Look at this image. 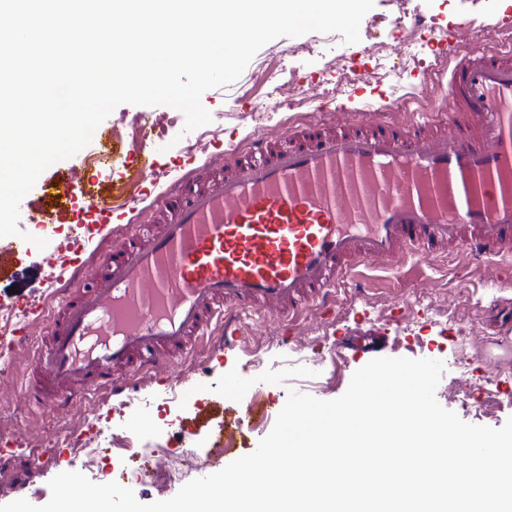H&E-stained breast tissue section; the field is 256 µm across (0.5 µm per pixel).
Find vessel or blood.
<instances>
[{
  "instance_id": "vessel-or-blood-1",
  "label": "vessel or blood",
  "mask_w": 512,
  "mask_h": 512,
  "mask_svg": "<svg viewBox=\"0 0 512 512\" xmlns=\"http://www.w3.org/2000/svg\"><path fill=\"white\" fill-rule=\"evenodd\" d=\"M448 77L444 119L422 112L393 125L365 114L351 123L292 124L225 155L188 160L182 192L152 189L161 224L140 220L139 198L117 206L100 183L65 189L42 211L40 235L59 268L39 281L42 304L10 342L43 341L20 392L37 407L99 393L122 396L161 361L229 347L243 311L296 318L329 307L358 268L462 250L482 264L512 255V45L438 37ZM88 205L80 243L53 228Z\"/></svg>"
}]
</instances>
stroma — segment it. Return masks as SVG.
I'll return each instance as SVG.
<instances>
[{
	"mask_svg": "<svg viewBox=\"0 0 512 512\" xmlns=\"http://www.w3.org/2000/svg\"><path fill=\"white\" fill-rule=\"evenodd\" d=\"M512 7V0H374L372 9L360 24L357 45L317 39L307 33L300 39L285 38L264 45L236 83L207 90L202 104L212 115L205 125L202 145L181 139L182 125L169 121L172 107L122 104L114 109L103 126L115 130L109 149L118 170L95 166L102 191L120 195L138 184L176 177L174 164L187 156L206 157L213 139L224 145H244L254 135L249 111L254 103L265 102L268 126L282 132L292 121L339 120L342 107L353 90L339 73L327 70L329 59L344 56L354 67L374 69L375 62L364 50L373 44H396L398 62L406 67L401 84L374 75L372 84L388 98L399 100L401 118L425 111L436 95V82H427L420 93H413L417 75L436 73L441 64L433 45L436 35L461 19L472 21L489 12ZM424 16L430 27H397V19ZM288 84L299 91L301 103L292 104L273 91ZM44 253H0V300L9 299L10 289L40 302V292L30 289L29 278L42 275ZM367 289L356 293L354 278L340 284L336 304L328 309L311 308L294 321H268L266 315H243L246 332L229 352H215L210 360L200 353H189L170 364L168 373L145 376L140 384L152 400L151 406L124 399L113 406L100 405L97 397L60 409L29 405L19 388L26 382L33 364L30 350L14 352L10 369L0 376V438L15 440V458L42 453L49 437L67 434L74 428L89 429L91 409H98L103 424L117 427L123 435L135 438L134 447L114 442L107 454L110 464H123L136 491H144L145 502L173 497L179 484L152 476L150 458L155 446L175 445L179 435L194 437L197 454L207 446L221 425L241 416L237 399L206 392L217 378L247 375L255 359H262L272 377L264 388L268 406L279 409L289 390L299 389L297 380H277L283 369L284 354L294 348L297 337H307L304 356L317 362L324 387L317 399L332 400L348 388L364 359L337 355V334L354 336L377 332L385 336L381 351L385 357L435 359L444 364L436 388L438 403L455 412L463 421L498 428L512 417V326L501 327L495 311L512 306V281L506 280L499 264H466L460 255L422 263L418 272L408 265L381 267L364 273ZM467 352L472 364L462 369L460 352ZM468 375L470 386L464 404L449 401L448 390L461 375Z\"/></svg>",
	"mask_w": 512,
	"mask_h": 512,
	"instance_id": "obj_1",
	"label": "stroma"
}]
</instances>
